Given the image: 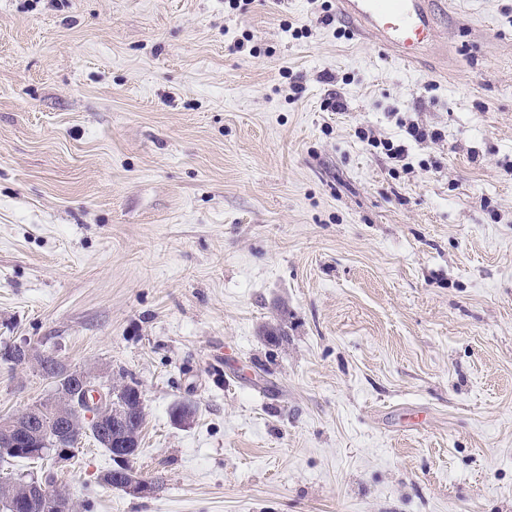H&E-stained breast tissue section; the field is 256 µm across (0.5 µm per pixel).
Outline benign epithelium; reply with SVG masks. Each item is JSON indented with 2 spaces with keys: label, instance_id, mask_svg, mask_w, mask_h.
Wrapping results in <instances>:
<instances>
[{
  "label": "benign epithelium",
  "instance_id": "benign-epithelium-1",
  "mask_svg": "<svg viewBox=\"0 0 512 512\" xmlns=\"http://www.w3.org/2000/svg\"><path fill=\"white\" fill-rule=\"evenodd\" d=\"M52 395L26 408L0 417V448L29 446L34 456L57 464L78 447L81 433L110 417L128 420L124 403L125 387L112 379L100 380L94 370L69 369L55 373ZM23 495L33 512H75V502L65 494L50 490L34 479L22 483Z\"/></svg>",
  "mask_w": 512,
  "mask_h": 512
}]
</instances>
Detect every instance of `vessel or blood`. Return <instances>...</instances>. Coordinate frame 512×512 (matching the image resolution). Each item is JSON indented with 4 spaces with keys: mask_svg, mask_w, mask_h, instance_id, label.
Returning <instances> with one entry per match:
<instances>
[{
    "mask_svg": "<svg viewBox=\"0 0 512 512\" xmlns=\"http://www.w3.org/2000/svg\"><path fill=\"white\" fill-rule=\"evenodd\" d=\"M441 0H336L352 34L412 64L435 38V7Z\"/></svg>",
    "mask_w": 512,
    "mask_h": 512,
    "instance_id": "vessel-or-blood-1",
    "label": "vessel or blood"
}]
</instances>
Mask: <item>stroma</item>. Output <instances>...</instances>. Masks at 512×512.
Masks as SVG:
<instances>
[{
  "label": "stroma",
  "instance_id": "stroma-1",
  "mask_svg": "<svg viewBox=\"0 0 512 512\" xmlns=\"http://www.w3.org/2000/svg\"><path fill=\"white\" fill-rule=\"evenodd\" d=\"M322 5L0 0V346L138 382L153 489L88 436L0 479L80 512H512V0H453L417 72ZM53 388L0 362V414ZM23 495L31 507V511L40 512H74L75 502L65 494L49 490L42 481L33 479L22 482Z\"/></svg>",
  "mask_w": 512,
  "mask_h": 512
}]
</instances>
